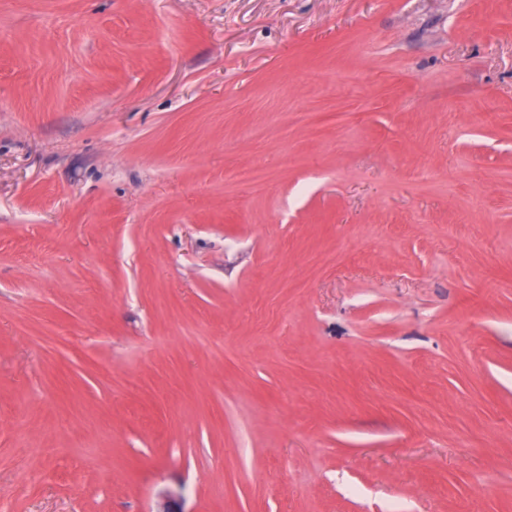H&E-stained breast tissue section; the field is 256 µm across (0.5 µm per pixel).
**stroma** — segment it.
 Segmentation results:
<instances>
[{"label":"stroma","instance_id":"stroma-1","mask_svg":"<svg viewBox=\"0 0 512 512\" xmlns=\"http://www.w3.org/2000/svg\"><path fill=\"white\" fill-rule=\"evenodd\" d=\"M165 491L512 512V0H0V512Z\"/></svg>","mask_w":512,"mask_h":512}]
</instances>
